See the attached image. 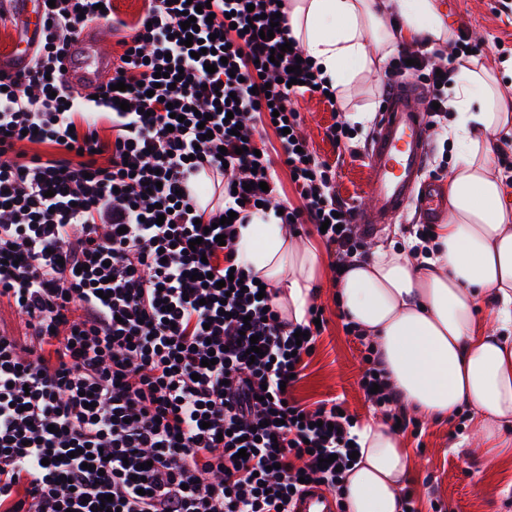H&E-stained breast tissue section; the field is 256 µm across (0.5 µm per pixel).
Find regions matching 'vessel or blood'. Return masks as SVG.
Segmentation results:
<instances>
[{
  "label": "vessel or blood",
  "mask_w": 512,
  "mask_h": 512,
  "mask_svg": "<svg viewBox=\"0 0 512 512\" xmlns=\"http://www.w3.org/2000/svg\"><path fill=\"white\" fill-rule=\"evenodd\" d=\"M8 11L25 35L23 48L0 56V70L14 73L30 67L41 23L34 18L35 0H10ZM62 67L72 90L81 94L111 79L112 58L100 47L99 26L82 31ZM419 98L413 81L396 84L375 128L366 180L373 204L356 214L357 223L367 232L394 223L412 208L428 224L448 210V198L436 182L422 178L428 141ZM292 512H338V500L326 487L310 484L293 501Z\"/></svg>",
  "instance_id": "1"
}]
</instances>
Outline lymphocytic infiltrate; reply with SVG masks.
Returning a JSON list of instances; mask_svg holds the SVG:
<instances>
[{"instance_id": "f902f5d3", "label": "lymphocytic infiltrate", "mask_w": 512, "mask_h": 512, "mask_svg": "<svg viewBox=\"0 0 512 512\" xmlns=\"http://www.w3.org/2000/svg\"><path fill=\"white\" fill-rule=\"evenodd\" d=\"M111 5L55 0L31 67L0 74V300L29 329L25 345L0 333V512H291L303 477L341 492L357 422L335 400L311 409L291 392L322 311L285 321L222 221L232 212L246 223L280 194L264 124L302 201L281 223L321 230L333 271L357 254L356 209L289 107L333 85L305 61L277 0H147L120 41L129 60L86 107L59 60ZM442 55L424 42L399 47L383 76L388 86L422 78L441 138L455 76ZM161 68L168 78L156 79ZM24 142L55 153L28 154ZM254 344L262 356L249 357ZM364 360L366 400L386 421L413 425L374 345Z\"/></svg>"}]
</instances>
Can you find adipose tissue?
I'll return each mask as SVG.
<instances>
[{"label": "adipose tissue", "instance_id": "obj_1", "mask_svg": "<svg viewBox=\"0 0 512 512\" xmlns=\"http://www.w3.org/2000/svg\"><path fill=\"white\" fill-rule=\"evenodd\" d=\"M388 15L395 25L385 23ZM289 16L295 37L342 93L379 69L397 44L452 39L437 0H292ZM449 104L457 114L449 134L462 156L433 254L418 260L407 248H376L348 264L338 297L348 319L372 337L406 407L447 418L469 405L484 447L503 448L500 424L512 420V217L490 155L494 135L512 136V97L474 66L456 76ZM240 249L277 288L280 309L304 322L316 293L315 251L299 248L271 213L243 224ZM483 304L495 319L488 332L477 322ZM357 436L360 458L344 481L347 512H402L407 450L379 423Z\"/></svg>", "mask_w": 512, "mask_h": 512}]
</instances>
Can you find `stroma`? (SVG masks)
Returning a JSON list of instances; mask_svg holds the SVG:
<instances>
[{"label":"stroma","instance_id":"stroma-1","mask_svg":"<svg viewBox=\"0 0 512 512\" xmlns=\"http://www.w3.org/2000/svg\"><path fill=\"white\" fill-rule=\"evenodd\" d=\"M451 32H465L477 47L476 58L490 70L503 88L512 87V71L501 68L497 48L512 49V16L502 11L500 0H439ZM382 100L379 75H371L353 90L349 101L330 106L319 97H304L294 103L313 153L336 171V190L341 199L365 203L366 155L351 156L325 137L327 126L337 116H352L367 110L365 122L356 124V143L369 139ZM300 244L313 246L320 256L318 306L323 309L325 330L293 390L305 405L333 397L358 423L382 422L359 387L365 369L363 348L347 333L345 319L336 300V284L330 269L332 261L325 244L312 226L300 227ZM475 413L462 407L450 420L420 418L419 427L399 433L413 471L404 488L418 512H512V447L481 454L474 444Z\"/></svg>","mask_w":512,"mask_h":512}]
</instances>
